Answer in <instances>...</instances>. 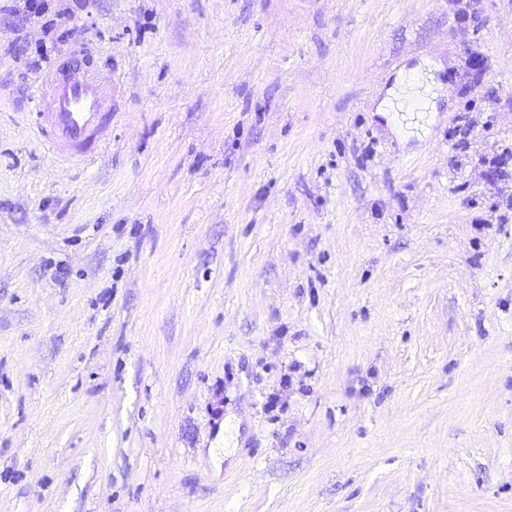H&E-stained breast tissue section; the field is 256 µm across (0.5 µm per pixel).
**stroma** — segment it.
<instances>
[{
  "label": "stroma",
  "mask_w": 512,
  "mask_h": 512,
  "mask_svg": "<svg viewBox=\"0 0 512 512\" xmlns=\"http://www.w3.org/2000/svg\"><path fill=\"white\" fill-rule=\"evenodd\" d=\"M48 4L0 0V512H512V0ZM81 45L61 165L27 59ZM112 97V68L94 65L85 48L72 49L51 64L30 102L39 133L55 158L92 155L112 123Z\"/></svg>",
  "instance_id": "1"
}]
</instances>
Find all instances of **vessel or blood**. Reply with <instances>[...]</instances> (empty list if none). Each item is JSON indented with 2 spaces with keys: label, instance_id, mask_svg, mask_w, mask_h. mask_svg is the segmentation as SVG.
Returning <instances> with one entry per match:
<instances>
[{
  "label": "vessel or blood",
  "instance_id": "vessel-or-blood-1",
  "mask_svg": "<svg viewBox=\"0 0 512 512\" xmlns=\"http://www.w3.org/2000/svg\"><path fill=\"white\" fill-rule=\"evenodd\" d=\"M112 97L111 69L94 65L86 49L70 50L51 64L30 102L55 158L92 155L112 122Z\"/></svg>",
  "mask_w": 512,
  "mask_h": 512
}]
</instances>
